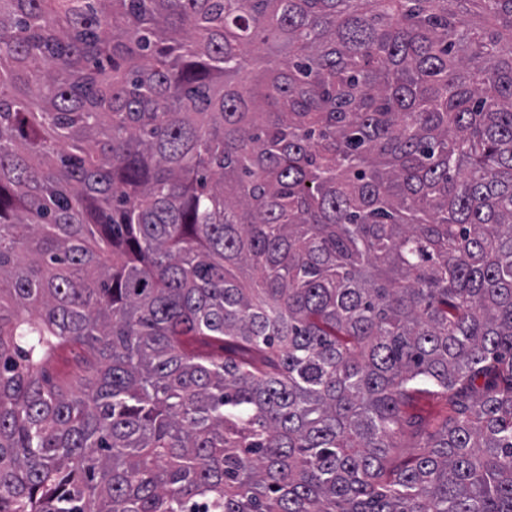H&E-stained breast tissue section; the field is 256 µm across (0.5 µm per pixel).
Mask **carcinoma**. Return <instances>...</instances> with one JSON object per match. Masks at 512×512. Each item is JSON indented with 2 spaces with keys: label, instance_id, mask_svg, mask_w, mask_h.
<instances>
[{
  "label": "carcinoma",
  "instance_id": "cac0c4a2",
  "mask_svg": "<svg viewBox=\"0 0 512 512\" xmlns=\"http://www.w3.org/2000/svg\"><path fill=\"white\" fill-rule=\"evenodd\" d=\"M0 512H512V0H0ZM81 351L78 348H65L59 358L49 367V373L54 378L61 377L63 374L75 369L79 363ZM407 412L423 419L426 425L425 432L433 429V424L436 419H440L446 414H448V418L454 415V412L449 406L446 407L442 402L430 397H420L416 399L407 409Z\"/></svg>",
  "mask_w": 512,
  "mask_h": 512
}]
</instances>
